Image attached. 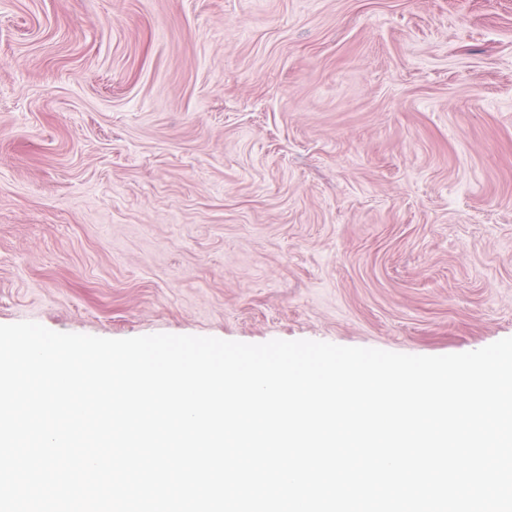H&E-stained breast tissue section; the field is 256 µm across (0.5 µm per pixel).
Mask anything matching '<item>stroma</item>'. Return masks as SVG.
I'll return each mask as SVG.
<instances>
[{"label": "stroma", "mask_w": 512, "mask_h": 512, "mask_svg": "<svg viewBox=\"0 0 512 512\" xmlns=\"http://www.w3.org/2000/svg\"><path fill=\"white\" fill-rule=\"evenodd\" d=\"M23 321L512 337V0H0V324Z\"/></svg>", "instance_id": "obj_1"}]
</instances>
